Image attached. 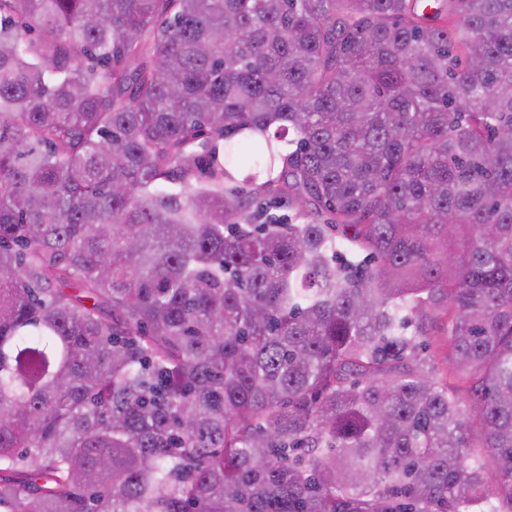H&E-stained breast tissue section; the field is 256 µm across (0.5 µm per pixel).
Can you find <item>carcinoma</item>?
I'll return each mask as SVG.
<instances>
[{"instance_id": "obj_1", "label": "carcinoma", "mask_w": 512, "mask_h": 512, "mask_svg": "<svg viewBox=\"0 0 512 512\" xmlns=\"http://www.w3.org/2000/svg\"><path fill=\"white\" fill-rule=\"evenodd\" d=\"M0 512H512V0H0ZM422 339L427 345L426 355L433 362L435 374L439 378L446 376L449 367L448 353V312L447 306L433 310L429 317L419 324Z\"/></svg>"}]
</instances>
